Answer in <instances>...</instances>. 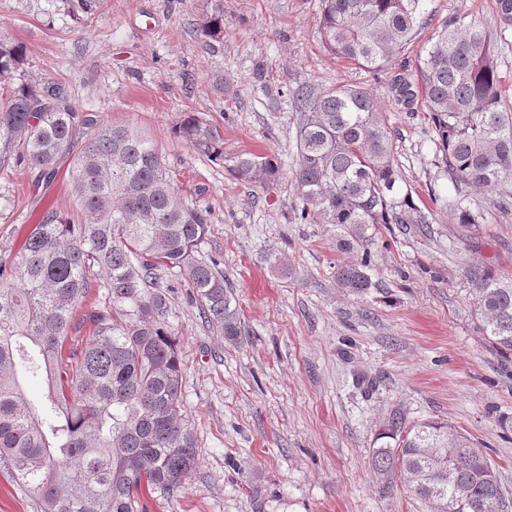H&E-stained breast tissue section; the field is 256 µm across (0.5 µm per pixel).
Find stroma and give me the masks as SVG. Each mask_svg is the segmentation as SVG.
Here are the masks:
<instances>
[{
	"label": "stroma",
	"instance_id": "35a3bbf8",
	"mask_svg": "<svg viewBox=\"0 0 512 512\" xmlns=\"http://www.w3.org/2000/svg\"><path fill=\"white\" fill-rule=\"evenodd\" d=\"M70 0H0V39L21 45V77L63 85L99 126L130 124L157 143L178 193L210 213L201 253L219 261L244 325L237 342L203 322L172 274L184 360L182 400L199 467L174 497L149 492L148 512H426L405 487L381 489L371 466L390 416L434 418L469 435L500 474L512 512V360L483 336L471 269L512 279V198L455 180L428 113L388 93V74L332 55L321 0H224V34L203 41L206 0H100L75 18ZM426 20L396 61L414 70L444 23L492 35L512 103V24L496 0H425ZM368 89L383 102L402 181L421 224L372 231L373 289L338 288L360 261L331 224H307L294 181L301 86ZM193 112L224 135V154L271 158L279 177L243 182L172 129ZM26 165L0 169V262L42 211L70 216L67 167L35 185ZM481 216L460 234L455 215Z\"/></svg>",
	"mask_w": 512,
	"mask_h": 512
}]
</instances>
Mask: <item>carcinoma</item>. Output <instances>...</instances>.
I'll list each match as a JSON object with an SVG mask.
<instances>
[{
    "mask_svg": "<svg viewBox=\"0 0 512 512\" xmlns=\"http://www.w3.org/2000/svg\"><path fill=\"white\" fill-rule=\"evenodd\" d=\"M425 0H322L320 33L340 58L374 73L395 64L415 38ZM202 35L224 32L223 0H207ZM23 49L0 42V167L26 164L49 183L68 162L80 213L73 224L50 208L30 225L20 251L0 263V468L34 497L40 512H143L145 490L178 494L199 466L196 437L181 399L183 360L171 299L158 271L178 270L210 330L235 340L242 322L216 259L204 260L209 214L175 193L154 141L134 126L98 128L54 81L14 82ZM389 93L429 113L442 163L475 188L512 196V106L503 99L497 52L483 27L446 24L396 74ZM301 112L295 182L309 223L333 224L339 245L362 249L360 262L336 269L339 287H375L368 230L417 224L387 135L384 107L367 89L340 85L293 92ZM89 131L75 150L77 131ZM178 136L212 161L224 159L220 129L194 113ZM240 181L265 182L269 158L227 159ZM480 330L512 355V279L488 268L470 273ZM101 304L78 318L91 288ZM89 326L80 354L72 331ZM45 377L43 403L23 378ZM372 466L383 488L401 483L430 512L506 508L499 473L464 433L435 419L394 418Z\"/></svg>",
    "mask_w": 512,
    "mask_h": 512,
    "instance_id": "obj_1",
    "label": "carcinoma"
}]
</instances>
